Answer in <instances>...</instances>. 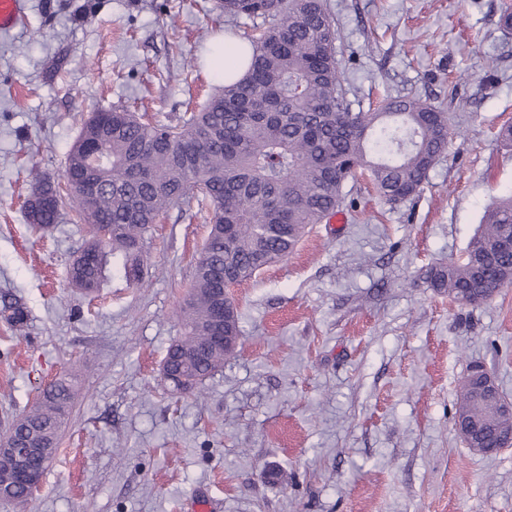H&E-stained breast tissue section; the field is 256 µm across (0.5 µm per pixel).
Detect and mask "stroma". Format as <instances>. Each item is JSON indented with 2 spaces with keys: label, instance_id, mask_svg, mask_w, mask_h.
Masks as SVG:
<instances>
[{
  "label": "stroma",
  "instance_id": "obj_1",
  "mask_svg": "<svg viewBox=\"0 0 512 512\" xmlns=\"http://www.w3.org/2000/svg\"><path fill=\"white\" fill-rule=\"evenodd\" d=\"M352 111L416 95L450 118L421 191L389 202L348 180L345 223L314 225L291 254L232 285L238 354L202 394L162 383L208 214L179 203L155 226L141 285L112 260L100 291L68 282L88 236L73 212L45 232L24 205L34 172L60 177L92 113L177 123L218 88L217 0H29L0 32V438L65 375L78 397L26 512H512V447L473 453L454 429L470 365L512 400V286L461 307L425 281L463 257L512 192V33L503 0H326ZM276 466L279 476L263 471ZM0 313L6 322L15 328L23 327L27 320V313L22 304L6 295H0Z\"/></svg>",
  "mask_w": 512,
  "mask_h": 512
}]
</instances>
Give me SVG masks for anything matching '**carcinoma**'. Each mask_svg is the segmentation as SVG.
<instances>
[{
	"label": "carcinoma",
	"mask_w": 512,
	"mask_h": 512,
	"mask_svg": "<svg viewBox=\"0 0 512 512\" xmlns=\"http://www.w3.org/2000/svg\"><path fill=\"white\" fill-rule=\"evenodd\" d=\"M229 19L268 18L270 26L247 36L253 54L248 75L224 85L204 109L171 126L125 109L93 113L70 149L63 182L35 174L31 195L52 207L28 212L44 231L64 208L89 226L90 238L68 264L69 283L98 290L109 256L122 257L130 284L142 283L144 259L156 221L179 201L208 209L210 230L188 296L181 308L184 336L166 358L164 381L181 392L198 388L236 353L215 345L217 331L239 338L238 314L224 298V279L241 282L290 254L312 224L344 204L343 186L357 171L387 201L416 195L448 147V116L420 97H386L353 112L336 61L338 31L325 0H219ZM110 168L96 198L75 184L86 165L82 146ZM512 194L489 205L466 256L426 274L430 287L458 305L488 302L512 285ZM0 315L15 328L25 308L0 295ZM474 384L461 386L454 424L485 422L482 447L497 448L512 433V420L497 416L491 401L475 400ZM76 391L61 377L45 386L14 425V438L55 454ZM10 501L29 497L15 474L0 469Z\"/></svg>",
	"instance_id": "carcinoma-1"
}]
</instances>
